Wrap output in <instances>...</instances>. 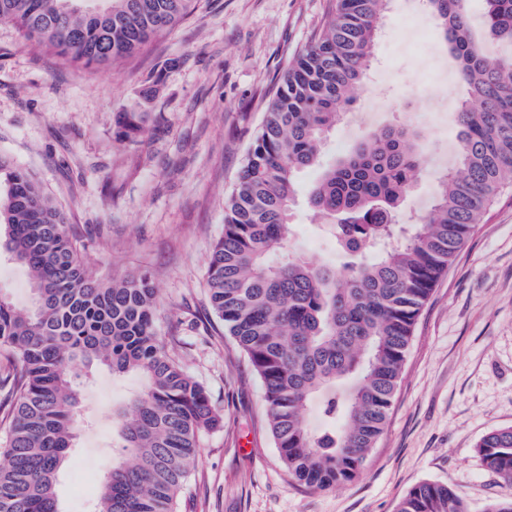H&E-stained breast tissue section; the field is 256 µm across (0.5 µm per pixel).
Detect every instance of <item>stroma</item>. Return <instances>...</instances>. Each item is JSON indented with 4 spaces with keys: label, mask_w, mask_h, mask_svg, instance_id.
<instances>
[{
    "label": "stroma",
    "mask_w": 512,
    "mask_h": 512,
    "mask_svg": "<svg viewBox=\"0 0 512 512\" xmlns=\"http://www.w3.org/2000/svg\"><path fill=\"white\" fill-rule=\"evenodd\" d=\"M329 0H192L175 28L114 64L83 67L0 22V158L23 166L65 216L84 264L109 281L148 272L157 326L224 414L202 436L178 512H396L424 482L445 483L470 512L512 497L475 453L512 425V189L493 204L422 310L386 429L361 474L327 490L288 474L266 421L260 380L213 313L209 256L224 197L263 121L264 95L321 27ZM466 95L425 0H391L376 59L320 165L297 177L291 254L341 265L308 203L322 169L370 129L405 123L427 168L399 212L431 205L457 161L454 108ZM0 294L31 303L25 266L0 250ZM78 434L57 475L60 512H92L112 468V410L138 374L80 368Z\"/></svg>",
    "instance_id": "stroma-1"
}]
</instances>
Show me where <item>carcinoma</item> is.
<instances>
[{"mask_svg": "<svg viewBox=\"0 0 512 512\" xmlns=\"http://www.w3.org/2000/svg\"><path fill=\"white\" fill-rule=\"evenodd\" d=\"M191 0H0V21L71 64L102 66L170 31ZM389 0H329L310 44L265 102L235 183L206 283L214 313L261 380L270 434L288 474L312 489L353 481L384 433L416 321L477 225L512 186V0H485L483 31L468 0H427L467 96L456 109V165L438 177L413 224L398 212L426 163L418 133L392 124L367 132L324 170L309 196L348 257L340 267L283 253L300 172L353 102L375 57ZM0 233L31 277L32 303L0 297V358L14 401L0 447V512H59L56 477L77 436L73 367L98 362L135 372L142 390L112 411L129 464L112 460L94 512H176L201 437L223 415L157 331L150 276L104 281L81 260L60 211L26 170L0 161ZM321 397L323 429L306 413ZM512 485V426L475 446ZM397 512H469L446 484L425 482Z\"/></svg>", "mask_w": 512, "mask_h": 512, "instance_id": "obj_1", "label": "carcinoma"}]
</instances>
